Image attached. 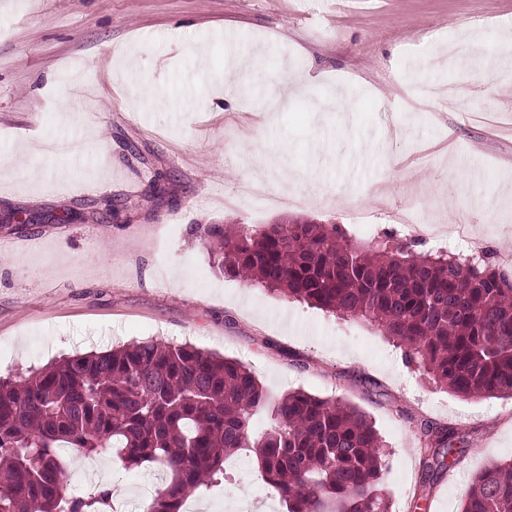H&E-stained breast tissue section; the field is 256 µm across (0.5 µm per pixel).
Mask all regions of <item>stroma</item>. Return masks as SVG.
I'll return each mask as SVG.
<instances>
[{
    "mask_svg": "<svg viewBox=\"0 0 512 512\" xmlns=\"http://www.w3.org/2000/svg\"><path fill=\"white\" fill-rule=\"evenodd\" d=\"M109 61L136 87L102 93ZM511 64L512 0H0V377L187 342L245 365L269 399L300 389L363 409L386 445L390 512H457L475 473L512 459V398L436 389L377 327L222 274L204 229L337 224L370 244L419 197L417 230L445 227L425 248L499 251ZM255 180L299 204L225 209ZM462 214L473 241L454 232ZM425 422L464 442L431 477ZM225 467L189 495L199 512H286L254 454ZM97 473L124 512L166 483L76 456L73 492L89 497Z\"/></svg>",
    "mask_w": 512,
    "mask_h": 512,
    "instance_id": "stroma-1",
    "label": "stroma"
}]
</instances>
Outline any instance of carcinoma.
Segmentation results:
<instances>
[{"mask_svg": "<svg viewBox=\"0 0 512 512\" xmlns=\"http://www.w3.org/2000/svg\"><path fill=\"white\" fill-rule=\"evenodd\" d=\"M218 269L343 318L382 328L440 389L512 398V278L494 256L423 250L385 232L364 246L337 224L204 229ZM425 470L448 467L455 433L421 430ZM253 449L287 512H388L383 440L358 407L297 390L270 405L236 360L190 344L133 342L0 379V512H99L109 492H64L63 450L103 451L168 475L143 512H181ZM459 512H512V462L478 473Z\"/></svg>", "mask_w": 512, "mask_h": 512, "instance_id": "cac0c4a2", "label": "carcinoma"}]
</instances>
